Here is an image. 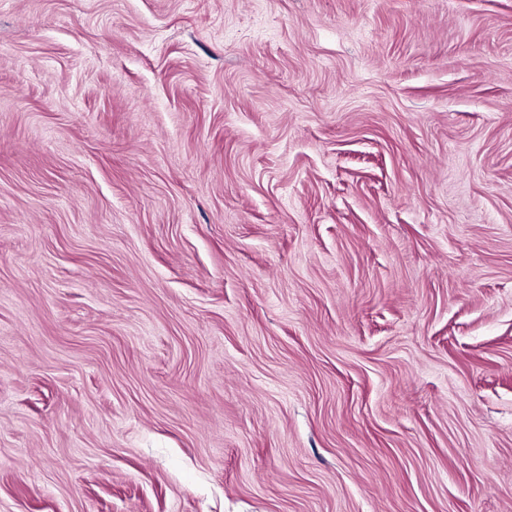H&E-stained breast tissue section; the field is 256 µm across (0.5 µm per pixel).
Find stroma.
<instances>
[{
	"label": "stroma",
	"instance_id": "1",
	"mask_svg": "<svg viewBox=\"0 0 512 512\" xmlns=\"http://www.w3.org/2000/svg\"><path fill=\"white\" fill-rule=\"evenodd\" d=\"M0 512H512V0H0Z\"/></svg>",
	"mask_w": 512,
	"mask_h": 512
}]
</instances>
